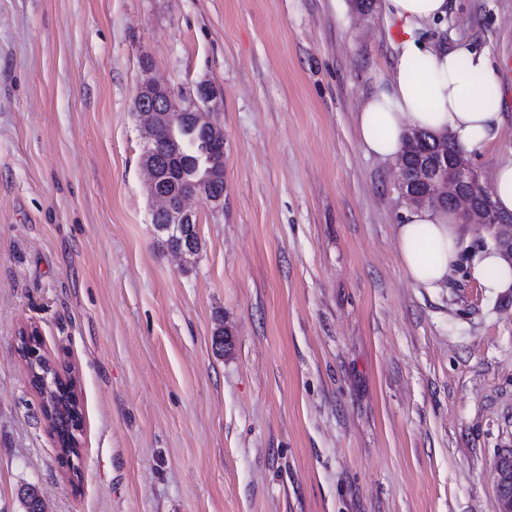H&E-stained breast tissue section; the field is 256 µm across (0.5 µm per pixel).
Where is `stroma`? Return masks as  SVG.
<instances>
[{
    "instance_id": "35a3bbf8",
    "label": "stroma",
    "mask_w": 512,
    "mask_h": 512,
    "mask_svg": "<svg viewBox=\"0 0 512 512\" xmlns=\"http://www.w3.org/2000/svg\"><path fill=\"white\" fill-rule=\"evenodd\" d=\"M382 4L0 0V512H497L512 443V291L415 286L394 162L355 117L388 81ZM426 40L487 49L512 158V0H451ZM218 87L224 209L183 262L157 234L134 108ZM37 329L73 377L79 456L17 352ZM223 333V351L213 338ZM494 479L499 503V512H512V448H501L498 452Z\"/></svg>"
}]
</instances>
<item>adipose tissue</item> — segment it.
Wrapping results in <instances>:
<instances>
[{
  "mask_svg": "<svg viewBox=\"0 0 512 512\" xmlns=\"http://www.w3.org/2000/svg\"><path fill=\"white\" fill-rule=\"evenodd\" d=\"M449 0H385L391 22L403 35L387 88L372 95L356 116L359 140L376 156L397 157L403 134L415 127L450 132L462 151L496 142L504 123L497 61L467 43L426 45L423 23L447 16ZM399 263L416 286L444 288L462 251L459 216L451 209H411L395 229ZM470 272L491 294L512 290V262L492 245L474 253Z\"/></svg>",
  "mask_w": 512,
  "mask_h": 512,
  "instance_id": "ef3b65f1",
  "label": "adipose tissue"
}]
</instances>
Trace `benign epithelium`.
Wrapping results in <instances>:
<instances>
[{"label": "benign epithelium", "instance_id": "obj_1", "mask_svg": "<svg viewBox=\"0 0 512 512\" xmlns=\"http://www.w3.org/2000/svg\"><path fill=\"white\" fill-rule=\"evenodd\" d=\"M222 102V92L209 83L197 86L196 99L184 105L171 94L169 88L149 75L144 67V77L134 96L135 111L144 141L141 166L147 179L148 191L155 201L153 215L164 217L167 231L175 230L186 241L173 253L188 260L200 250L198 213L188 206L198 199L213 212L224 210V169L215 166L214 159H204L205 148L224 145V127L212 114ZM192 124L202 130L204 141H188L181 130ZM420 131L410 128L405 133L404 147L395 161L399 173L398 190L407 204L413 207L450 204L462 217L463 223L489 229L502 254L512 262V214L499 212L492 195L481 185L479 175L470 160L461 154L448 162V133L436 134L432 157L418 171L411 170L407 158L411 154ZM167 144L169 153L182 157L193 151L198 155L199 177L186 181L187 191L168 192L161 187L162 160L155 145ZM44 393H51L54 381L63 383L71 404L78 405L75 389L68 377L57 372L42 374ZM494 479L499 512H512V448L498 452Z\"/></svg>", "mask_w": 512, "mask_h": 512}]
</instances>
